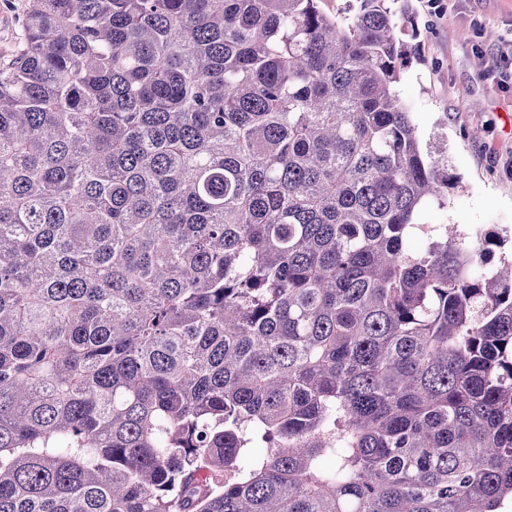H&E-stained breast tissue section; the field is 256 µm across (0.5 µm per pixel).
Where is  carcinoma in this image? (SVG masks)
Returning a JSON list of instances; mask_svg holds the SVG:
<instances>
[{"label": "carcinoma", "mask_w": 512, "mask_h": 512, "mask_svg": "<svg viewBox=\"0 0 512 512\" xmlns=\"http://www.w3.org/2000/svg\"><path fill=\"white\" fill-rule=\"evenodd\" d=\"M27 0L0 62V512H512V257L448 236L410 0Z\"/></svg>", "instance_id": "cac0c4a2"}]
</instances>
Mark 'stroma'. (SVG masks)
Here are the masks:
<instances>
[{"mask_svg":"<svg viewBox=\"0 0 512 512\" xmlns=\"http://www.w3.org/2000/svg\"><path fill=\"white\" fill-rule=\"evenodd\" d=\"M418 36L398 94L425 151L443 148L457 183L429 223L494 228L512 244V72L494 70L512 0H411Z\"/></svg>","mask_w":512,"mask_h":512,"instance_id":"stroma-1","label":"stroma"}]
</instances>
